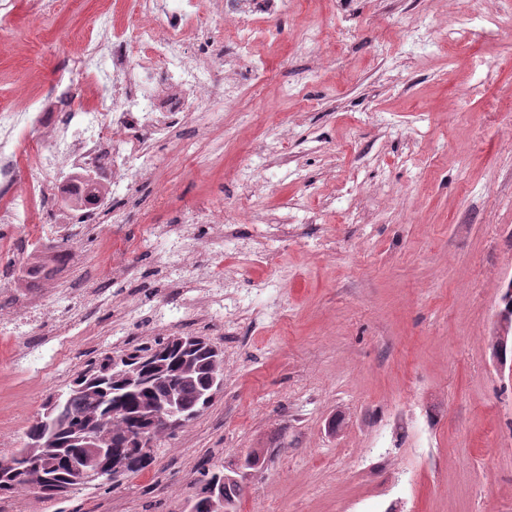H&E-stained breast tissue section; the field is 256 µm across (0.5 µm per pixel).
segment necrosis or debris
Listing matches in <instances>:
<instances>
[{
	"label": "necrosis or debris",
	"instance_id": "necrosis-or-debris-1",
	"mask_svg": "<svg viewBox=\"0 0 512 512\" xmlns=\"http://www.w3.org/2000/svg\"><path fill=\"white\" fill-rule=\"evenodd\" d=\"M287 9L288 0H134L126 26L102 21L98 37L84 41L71 75L58 80L48 108L0 113V182L17 187L0 206V223L34 225L39 243L76 236L105 210L111 211L113 223H124V212L109 207L111 196L134 189L146 169L148 142L171 139L181 124L195 128L194 139L182 146L188 162L222 155L223 112L242 90L237 68L246 66L252 81H266L251 46L256 40L278 39L266 21ZM217 18L235 28V54L219 48L213 26ZM84 84L111 99V107L83 106L77 88ZM28 128L39 130L44 145L34 149L21 170L16 135ZM65 188L77 206L56 223L36 224L33 199L53 200ZM236 206V223L253 227L245 252L261 263H275L279 254L272 242L287 239V228L255 230L252 194L238 198ZM223 221L210 202L202 201L163 225L161 235L169 244L164 257L174 261L178 280L190 284L197 278L183 225Z\"/></svg>",
	"mask_w": 512,
	"mask_h": 512
}]
</instances>
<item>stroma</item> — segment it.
<instances>
[{
	"label": "stroma",
	"instance_id": "1",
	"mask_svg": "<svg viewBox=\"0 0 512 512\" xmlns=\"http://www.w3.org/2000/svg\"><path fill=\"white\" fill-rule=\"evenodd\" d=\"M132 0H32L0 11V109L35 108L68 76L99 16L122 23ZM329 31L295 52L307 27ZM277 42L252 45L268 81L224 112V156L184 168L182 126L149 149L126 221L87 225L32 288L0 289V308L41 299L43 314L0 339V457L21 446L51 395L90 361L191 333L224 353V387L163 439L151 464L115 484L48 496L20 486L0 512H184L204 472L251 451L237 512H512V346L493 353L500 289L512 280V0H288ZM278 83L294 85L276 96ZM288 131L290 161L270 171L260 220L290 213L278 265H252L225 243L202 267L237 274L251 310L225 326L216 302L159 328L158 305L186 304L149 220L239 195L224 172ZM177 185L166 210L154 186ZM34 227H0V277L21 276ZM130 268L113 281V261ZM130 334L113 336L114 304ZM62 345L22 356L37 339ZM380 440V453L370 452Z\"/></svg>",
	"mask_w": 512,
	"mask_h": 512
}]
</instances>
